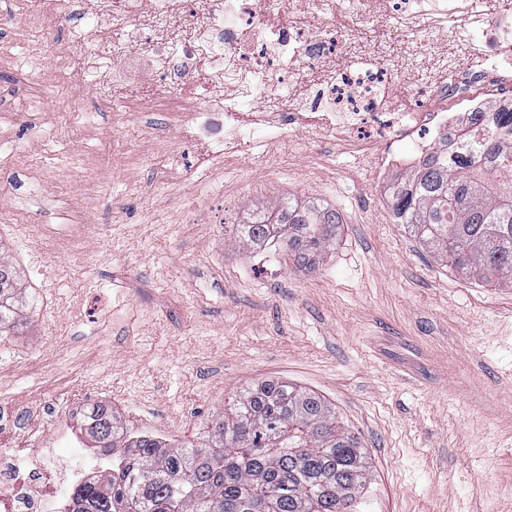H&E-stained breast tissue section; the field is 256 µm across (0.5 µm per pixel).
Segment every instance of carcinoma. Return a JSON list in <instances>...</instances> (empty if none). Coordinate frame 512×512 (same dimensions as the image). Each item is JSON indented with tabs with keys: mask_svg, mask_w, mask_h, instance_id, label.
<instances>
[{
	"mask_svg": "<svg viewBox=\"0 0 512 512\" xmlns=\"http://www.w3.org/2000/svg\"><path fill=\"white\" fill-rule=\"evenodd\" d=\"M455 148L430 154L387 186L395 223L463 278L512 288V110L478 116ZM343 224L319 201L284 198L237 225L236 242L279 240L305 267L336 242ZM28 307L20 272L0 256V336ZM103 448L123 447L112 466L70 492L69 512H359L370 483L366 452L314 392L263 381L212 419L197 445L150 435L123 439L112 409L91 411Z\"/></svg>",
	"mask_w": 512,
	"mask_h": 512,
	"instance_id": "1",
	"label": "carcinoma"
}]
</instances>
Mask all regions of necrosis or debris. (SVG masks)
I'll use <instances>...</instances> for the list:
<instances>
[{"mask_svg":"<svg viewBox=\"0 0 512 512\" xmlns=\"http://www.w3.org/2000/svg\"><path fill=\"white\" fill-rule=\"evenodd\" d=\"M361 16L424 31L425 50L388 51L357 30L336 31V0H77L109 30L77 86L111 90L133 56L155 67L156 111L213 163L242 162L288 131L340 136L374 155L378 172L450 149L452 135L489 104L512 105V14L494 0H355ZM324 73L309 83L307 68ZM73 393L54 414L55 436L34 442L40 420L17 424L0 403V512H65L69 452L86 430Z\"/></svg>","mask_w":512,"mask_h":512,"instance_id":"1","label":"necrosis or debris"}]
</instances>
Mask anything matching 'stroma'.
Listing matches in <instances>:
<instances>
[{
  "label": "stroma",
  "mask_w": 512,
  "mask_h": 512,
  "mask_svg": "<svg viewBox=\"0 0 512 512\" xmlns=\"http://www.w3.org/2000/svg\"><path fill=\"white\" fill-rule=\"evenodd\" d=\"M0 255L30 299L0 337V400L85 392L133 431L195 442L243 389L317 393L366 449L364 512H512V288L444 267L393 222L382 180L333 138L296 132L197 179L134 76L71 86L88 46L59 0H0ZM52 41L41 84L11 60ZM294 195L336 208L313 268L234 241V219Z\"/></svg>",
  "instance_id": "35a3bbf8"
}]
</instances>
